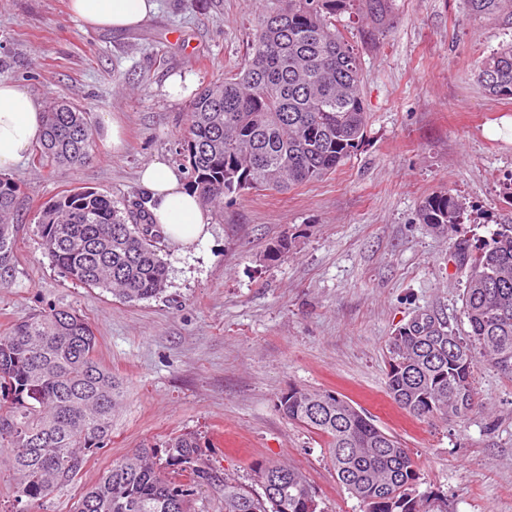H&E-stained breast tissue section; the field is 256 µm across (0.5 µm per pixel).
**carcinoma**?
I'll use <instances>...</instances> for the list:
<instances>
[{
	"mask_svg": "<svg viewBox=\"0 0 512 512\" xmlns=\"http://www.w3.org/2000/svg\"><path fill=\"white\" fill-rule=\"evenodd\" d=\"M382 26L390 0H281L258 16L247 59L237 72L211 81L190 102L179 156L189 188L205 206L247 191L284 194L336 172L364 138L367 112L360 59L336 28L353 6ZM471 17L512 25V0H466ZM493 97L512 98V41L501 43L476 74ZM85 109L57 102L34 162L78 167L92 157ZM19 187L0 176V288L11 287L20 225L13 223ZM462 204L447 192L427 197L419 220L445 233L463 223ZM36 230L52 261L71 282L101 288L125 303L163 294V235L146 202L119 205L88 187L45 202ZM469 267L461 337L431 311L389 340L387 390L420 417L464 418L474 407V371L482 359L512 375V226L472 253L457 244ZM92 326L76 310L50 309L19 319L0 336V448L18 498L50 496L72 483L88 456L107 446L123 384L96 357ZM288 420L324 439L336 479L361 512H427L416 493L419 470L408 449L363 410L334 392L294 387L281 395ZM205 445L191 433L168 439L161 458L139 448L115 462L81 496L77 512H194L198 486L214 482ZM190 471L183 480L172 467ZM254 494L226 475L224 512H324L301 471L287 463H259Z\"/></svg>",
	"mask_w": 512,
	"mask_h": 512,
	"instance_id": "obj_1",
	"label": "carcinoma"
}]
</instances>
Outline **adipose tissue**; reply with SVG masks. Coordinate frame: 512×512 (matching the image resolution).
<instances>
[{
  "instance_id": "1",
  "label": "adipose tissue",
  "mask_w": 512,
  "mask_h": 512,
  "mask_svg": "<svg viewBox=\"0 0 512 512\" xmlns=\"http://www.w3.org/2000/svg\"><path fill=\"white\" fill-rule=\"evenodd\" d=\"M156 0H71L74 17L97 30L125 31L147 22ZM46 118L41 104L13 81L0 80V172L12 170L43 140ZM140 184L150 198L149 210L163 234L184 249L204 243L209 220L198 198L183 185V174L155 158L143 165Z\"/></svg>"
}]
</instances>
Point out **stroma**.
I'll return each mask as SVG.
<instances>
[{"label":"stroma","instance_id":"1","mask_svg":"<svg viewBox=\"0 0 512 512\" xmlns=\"http://www.w3.org/2000/svg\"><path fill=\"white\" fill-rule=\"evenodd\" d=\"M68 2L0 0L5 79L41 104L82 105L95 143L80 168L28 160L11 174L22 230L13 285L0 289V336L33 313L76 309L125 397L108 446L26 512H76L113 462L185 432L200 435L213 470L244 485L257 487L256 464L287 462L325 512H360L322 439L280 412L292 387L338 393L395 435L414 455L432 512H512V376L479 362L476 404L462 420L415 417L386 385L387 341L415 314L435 311L466 334L457 243L481 247L512 225V99L486 96L475 78L512 29L473 21L465 0H392L379 29L355 9L337 16L362 65L360 147L323 180L210 209L204 245L166 243V293L127 304L65 278L34 214L75 186L118 203L141 196L144 164L179 161L189 101L169 97V76L185 72L201 86L240 68L258 15L277 0H158L148 22L121 33L84 28ZM109 117L125 130L118 152ZM441 191L464 208L463 224L443 234L418 219ZM283 240L287 252L269 260Z\"/></svg>","mask_w":512,"mask_h":512}]
</instances>
